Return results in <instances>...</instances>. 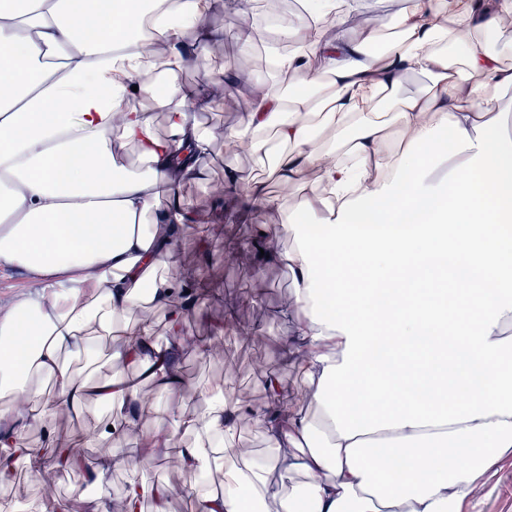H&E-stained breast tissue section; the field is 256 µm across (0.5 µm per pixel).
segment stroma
<instances>
[{"label":"stroma","instance_id":"1","mask_svg":"<svg viewBox=\"0 0 512 512\" xmlns=\"http://www.w3.org/2000/svg\"><path fill=\"white\" fill-rule=\"evenodd\" d=\"M252 3L253 0H214L203 21L209 29L220 32L222 39L199 48L194 60L176 72L175 79L209 89V107L197 113L196 118L212 136L207 182L185 183L180 188L181 197L196 212L199 222L196 229L181 238L179 250L182 256L195 257L192 271L196 281L236 303V315L229 320L225 319L222 306L211 299L187 314L182 325L180 365L187 379L225 387L233 403L259 409L268 402L267 375L277 377L279 400L287 406L303 382L296 366L281 356V344L287 340L291 324L279 316L276 306L292 298L291 275L287 268L259 261L255 256L266 238L278 250L291 246V238L277 232L284 220L282 212L257 208L242 220L228 217L220 223L213 218V204L225 192V168L248 172L255 168L251 155L237 149L228 138L245 113V103L250 102L258 84L268 78L267 67L256 52L241 51L237 38L252 12ZM218 330L224 333L225 355H231L237 369L235 376L229 378L224 375L223 357L203 356L196 350L201 339ZM90 423L87 417L63 416L51 419L50 426L75 455L92 466L98 455L87 438ZM134 476L150 486H169L167 512H196L194 491L200 486L202 475L183 469L165 448L155 449L152 462L143 464L138 472L123 467L107 474L108 512H122L123 492ZM480 483L482 493L466 500L459 512H512V455L500 459ZM95 495V490L83 483L80 472L47 466L33 473L20 461L9 481L0 483V501L21 506L33 500H59L69 503L71 512H88L86 501Z\"/></svg>","mask_w":512,"mask_h":512}]
</instances>
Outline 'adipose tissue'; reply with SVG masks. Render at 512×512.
Instances as JSON below:
<instances>
[{
    "label": "adipose tissue",
    "mask_w": 512,
    "mask_h": 512,
    "mask_svg": "<svg viewBox=\"0 0 512 512\" xmlns=\"http://www.w3.org/2000/svg\"><path fill=\"white\" fill-rule=\"evenodd\" d=\"M0 0V267L25 270L32 290L0 319V482L17 460L39 470H84L99 487L105 470L134 465L145 445L172 450L188 469L222 465L221 486L201 485L200 512H456L478 475L512 452V131L497 94L512 67L486 35L512 17V0H405L399 31L344 29L349 0H307V21L287 30L295 50L279 73L303 89L284 96L272 83L254 93L230 138L266 159L280 192L228 170L257 207L284 212L290 248L273 253L294 283L281 315L294 323L284 345L306 392L292 406L259 410L270 456L241 464L242 408L223 388L186 382L172 367L182 346L191 279L177 245L195 221L178 195L177 171L206 175L210 137L194 123L209 98L173 76L184 64L170 46L205 44L202 0ZM99 29L95 40L85 29ZM386 40L382 56L370 43ZM332 82L320 94L313 61ZM427 76L423 94L404 97L406 74ZM166 113L158 139L149 111L124 108L131 81ZM324 110L336 134L310 118ZM140 148L129 170L122 150ZM92 155L71 158L86 145ZM316 170L323 188L296 198ZM168 312L170 348L132 309ZM90 336L108 338L116 373L90 378L64 353ZM51 378L42 401L33 387ZM160 392L197 397L199 414L167 409V427L139 425L142 380ZM108 414L90 440L96 467L46 430L40 448L20 449L22 431L49 415ZM190 444H181L183 436ZM132 438L128 448L112 438ZM402 464L387 466L381 449ZM465 455L461 467L450 452Z\"/></svg>",
    "instance_id": "1"
}]
</instances>
